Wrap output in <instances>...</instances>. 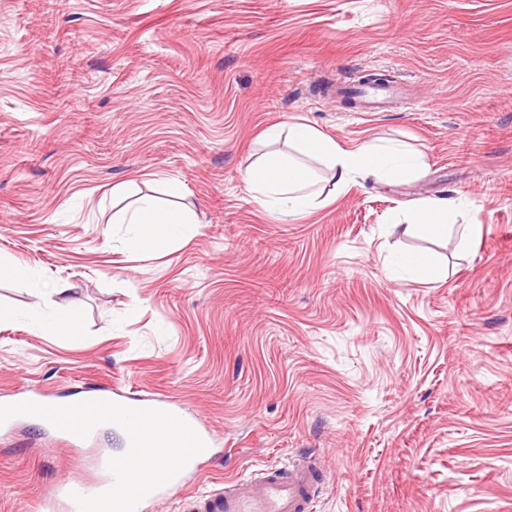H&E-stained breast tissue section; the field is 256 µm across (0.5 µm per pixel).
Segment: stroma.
<instances>
[{
  "label": "stroma",
  "instance_id": "1",
  "mask_svg": "<svg viewBox=\"0 0 512 512\" xmlns=\"http://www.w3.org/2000/svg\"><path fill=\"white\" fill-rule=\"evenodd\" d=\"M399 84L361 111L336 85ZM304 122L344 148L399 142L420 174L356 178L282 223L245 167ZM180 182L197 222L165 253L112 221ZM460 199L447 239L406 210ZM428 249L441 276L392 269ZM0 394L147 390L221 445L144 512H187L264 467L319 458L317 512H512V0H0ZM70 283L82 335H41ZM0 426V512H41L59 476L123 447Z\"/></svg>",
  "mask_w": 512,
  "mask_h": 512
}]
</instances>
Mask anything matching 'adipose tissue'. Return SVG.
Masks as SVG:
<instances>
[{
    "mask_svg": "<svg viewBox=\"0 0 512 512\" xmlns=\"http://www.w3.org/2000/svg\"><path fill=\"white\" fill-rule=\"evenodd\" d=\"M283 136L288 138L292 153H268L248 165L243 174V183L254 200L282 222L297 219L319 206L318 194L313 189L314 173L306 165V158L318 159L343 187L364 175L390 184L416 175L423 167L421 154L402 145L367 142L345 149L305 123L290 124L285 130L274 127L265 133L269 141ZM458 208L455 200L424 201L411 213L407 229L425 238L445 237ZM112 221L129 225L131 247L163 251L186 236L195 218L191 210H171L152 197L143 196L133 205L115 212ZM73 290V285L67 283L56 287L55 293L61 301L38 318L37 328L41 334L65 338L82 332L83 310L68 299Z\"/></svg>",
    "mask_w": 512,
    "mask_h": 512,
    "instance_id": "obj_1",
    "label": "adipose tissue"
}]
</instances>
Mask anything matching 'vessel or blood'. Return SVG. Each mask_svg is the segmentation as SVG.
<instances>
[{
	"mask_svg": "<svg viewBox=\"0 0 512 512\" xmlns=\"http://www.w3.org/2000/svg\"><path fill=\"white\" fill-rule=\"evenodd\" d=\"M347 91L372 107L391 94L387 88L354 82ZM2 420L48 421L74 440L86 438L106 421L126 434L125 448L102 461L103 485L64 475L43 501L42 512H142L144 504L179 490L184 474L210 449L208 432L196 418L171 401L132 392L91 394L66 404L35 392L0 405ZM321 479L316 458L306 456L287 473L268 469L245 480L243 489L211 491L200 497L193 512H314Z\"/></svg>",
	"mask_w": 512,
	"mask_h": 512,
	"instance_id": "b4317fda",
	"label": "vessel or blood"
}]
</instances>
